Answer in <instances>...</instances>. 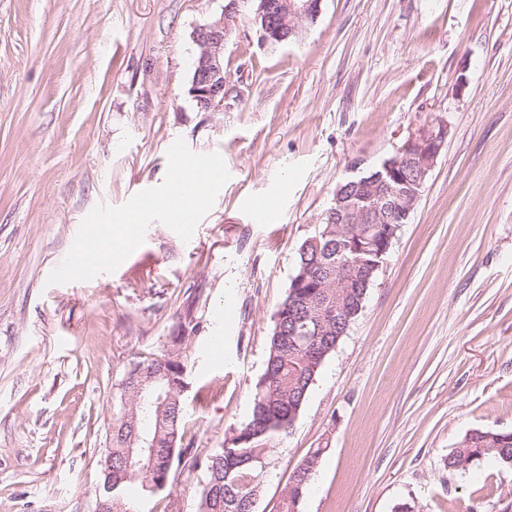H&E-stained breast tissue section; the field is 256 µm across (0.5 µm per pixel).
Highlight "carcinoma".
<instances>
[{
  "label": "carcinoma",
  "mask_w": 512,
  "mask_h": 512,
  "mask_svg": "<svg viewBox=\"0 0 512 512\" xmlns=\"http://www.w3.org/2000/svg\"><path fill=\"white\" fill-rule=\"evenodd\" d=\"M320 247L299 248L296 273L302 267L311 275L325 271L336 260V251L346 249V239L336 236V225L321 224L312 235ZM368 293L354 288L344 305L347 323H353ZM299 303L315 312L321 303L319 288H288L274 315L268 354L253 394L248 420L232 430L224 446L206 454L179 446L180 425L186 413L183 391L188 367L187 333L196 334L202 322L186 315L178 335L155 357L132 361L116 384L113 402L112 444L108 457L112 468H103L97 500L107 512H143L145 504L168 487L176 475L188 470L203 475L198 512H256L268 457L273 442L291 433L324 361L345 336L343 323L326 310V329L317 336L294 332L289 320L291 306ZM324 449L317 448L298 463L301 488L283 493L280 512H298ZM492 457L501 465H512V433L481 429L464 436L446 458L450 470L467 467Z\"/></svg>",
  "instance_id": "obj_1"
}]
</instances>
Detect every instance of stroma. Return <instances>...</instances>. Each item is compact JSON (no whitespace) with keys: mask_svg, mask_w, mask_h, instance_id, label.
<instances>
[{"mask_svg":"<svg viewBox=\"0 0 512 512\" xmlns=\"http://www.w3.org/2000/svg\"><path fill=\"white\" fill-rule=\"evenodd\" d=\"M223 8L0 0V512H94L113 388L188 311L203 327L181 445L221 447L337 186L440 121L423 195L277 441L257 512H279L318 448L300 512H501L512 468L444 460L471 430H512V0H323L279 46L246 0L224 109L201 112L193 34ZM172 137L231 174L191 239L155 222L120 270L49 284L96 205L163 182Z\"/></svg>","mask_w":512,"mask_h":512,"instance_id":"1","label":"stroma"}]
</instances>
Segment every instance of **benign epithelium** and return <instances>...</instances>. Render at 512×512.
<instances>
[{
	"label": "benign epithelium",
	"instance_id": "7a95c632",
	"mask_svg": "<svg viewBox=\"0 0 512 512\" xmlns=\"http://www.w3.org/2000/svg\"><path fill=\"white\" fill-rule=\"evenodd\" d=\"M257 17L264 44H283L299 37L305 23H313L321 12L322 0H258ZM240 0H231L219 18L199 28L193 42L199 47L187 94L203 112L224 110V47L236 25ZM448 127L439 122L411 134L393 157L347 179L364 189L361 204L342 200L343 185H338L334 206L327 212V223L336 225V234L354 242L357 263L336 261V278L308 279L302 272L294 287L313 284L324 295L336 294V312L343 308L345 289L357 285L358 278L370 280L385 263L397 232L410 219L419 201L429 172L443 148Z\"/></svg>",
	"mask_w": 512,
	"mask_h": 512
}]
</instances>
